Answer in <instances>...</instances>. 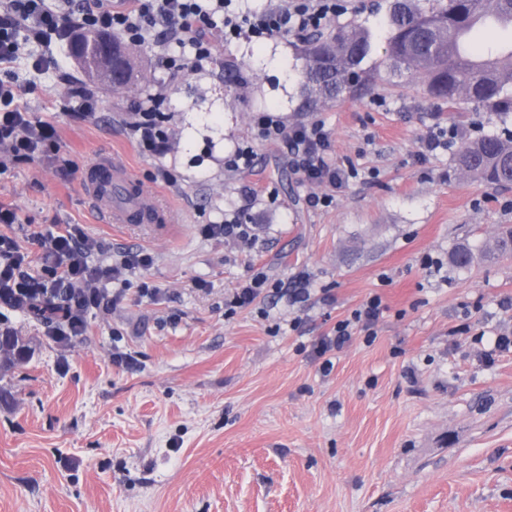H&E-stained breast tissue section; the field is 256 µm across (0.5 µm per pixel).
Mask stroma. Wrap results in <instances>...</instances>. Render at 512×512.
Segmentation results:
<instances>
[{
	"instance_id": "stroma-1",
	"label": "stroma",
	"mask_w": 512,
	"mask_h": 512,
	"mask_svg": "<svg viewBox=\"0 0 512 512\" xmlns=\"http://www.w3.org/2000/svg\"><path fill=\"white\" fill-rule=\"evenodd\" d=\"M338 24L357 22L386 48V0H346ZM293 40L244 33L217 39V63L167 69L154 40L137 45L143 78L117 94L98 89L95 117L73 112L68 81L85 77L67 46L59 67L14 76L35 119L51 121L59 170L48 161L0 169V201L17 207L11 234L32 261L28 231L79 224L104 258L145 249L152 263L129 288L86 313L77 339L31 316L9 324L33 349L0 370V512H512V254L467 269L457 244L492 245L512 225V185L455 174L451 153L417 159L419 139L441 125L475 138L500 132L487 112L449 111L422 79L389 75L362 93L298 111L300 60ZM245 69L224 85L223 62ZM166 94L164 148L130 137L136 105ZM292 125L320 119L336 159L356 175L329 206L285 148L259 139L251 118ZM251 142V168L224 160ZM117 155L150 189L163 224H103L83 191L88 166ZM175 175L154 183L157 166ZM256 196L242 221L248 242L209 239L202 225ZM266 287L230 309L246 279ZM310 296L276 292L298 274ZM155 295L138 291L140 283ZM384 310L323 372L313 345L370 297Z\"/></svg>"
}]
</instances>
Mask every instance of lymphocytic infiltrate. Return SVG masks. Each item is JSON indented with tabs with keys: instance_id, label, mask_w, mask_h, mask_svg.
<instances>
[{
	"instance_id": "lymphocytic-infiltrate-1",
	"label": "lymphocytic infiltrate",
	"mask_w": 512,
	"mask_h": 512,
	"mask_svg": "<svg viewBox=\"0 0 512 512\" xmlns=\"http://www.w3.org/2000/svg\"><path fill=\"white\" fill-rule=\"evenodd\" d=\"M343 12L339 0H268L261 6L250 0H0V69L25 59L28 69L41 74L53 68L47 49L65 29L95 28L125 36L130 42L145 41L151 29H159L163 46H191L192 57L170 55L168 69L180 72L211 62L215 53L213 32L236 36L248 31L266 37L302 36L326 27ZM23 88L14 80L0 79V168L10 163L51 160L67 168L61 156L55 127L34 120L19 100ZM262 141L283 145L303 182L312 186L311 208L328 206L341 191L350 172L331 151L332 132L323 121L284 124L267 113L253 118ZM44 263L30 272L29 254L16 241L0 235V307L25 311L35 294L56 291L64 302L57 308L70 335L87 331L85 313L100 306L108 283L125 281L147 267L152 257L141 250L121 253L119 260L104 264L97 257L100 243L86 235L81 225L36 231ZM382 312L379 297L369 298L353 320L339 322L331 334L321 337L314 354L323 368H332L331 356L352 339L353 323L372 327Z\"/></svg>"
}]
</instances>
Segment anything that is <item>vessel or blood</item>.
Here are the masks:
<instances>
[{"label":"vessel or blood","mask_w":512,"mask_h":512,"mask_svg":"<svg viewBox=\"0 0 512 512\" xmlns=\"http://www.w3.org/2000/svg\"><path fill=\"white\" fill-rule=\"evenodd\" d=\"M85 191L108 223L126 224L135 217L147 224L161 221L154 197L135 183L128 168L117 159L102 158L93 164Z\"/></svg>","instance_id":"1"}]
</instances>
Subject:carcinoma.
<instances>
[{
	"label": "carcinoma",
	"mask_w": 512,
	"mask_h": 512,
	"mask_svg": "<svg viewBox=\"0 0 512 512\" xmlns=\"http://www.w3.org/2000/svg\"><path fill=\"white\" fill-rule=\"evenodd\" d=\"M386 25L387 49L376 68L420 77L429 93L450 108L471 104L503 122L512 117V48L484 36L489 29L512 31V0H389ZM100 35L96 29L80 31L68 46L86 78L107 89L135 84L136 62L126 43L114 35L112 44H104ZM373 51L370 32L354 23L301 40L298 111L313 112L354 96L365 74L362 64ZM453 165L455 172L488 185L512 182V131L504 128L462 142ZM508 253L512 226L499 232L487 257ZM475 259L465 243L451 255L461 269ZM30 358L29 344L13 327L0 324V366L9 369Z\"/></svg>",
	"instance_id": "cac0c4a2"
}]
</instances>
